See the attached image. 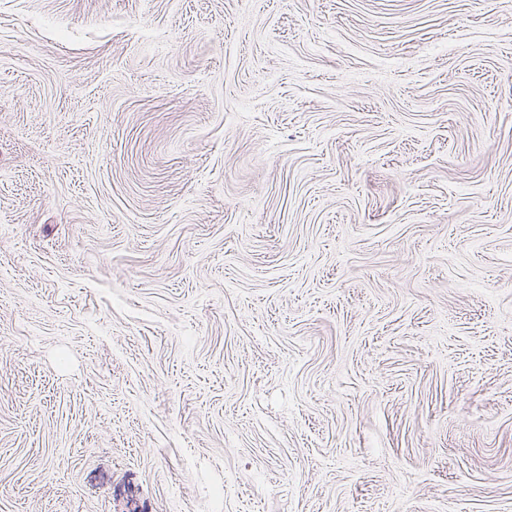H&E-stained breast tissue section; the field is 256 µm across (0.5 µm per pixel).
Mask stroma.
Listing matches in <instances>:
<instances>
[{
  "mask_svg": "<svg viewBox=\"0 0 512 512\" xmlns=\"http://www.w3.org/2000/svg\"><path fill=\"white\" fill-rule=\"evenodd\" d=\"M0 512H512V0H0Z\"/></svg>",
  "mask_w": 512,
  "mask_h": 512,
  "instance_id": "stroma-1",
  "label": "stroma"
}]
</instances>
